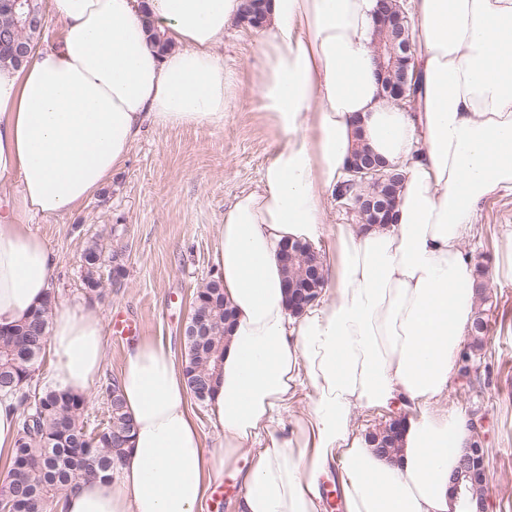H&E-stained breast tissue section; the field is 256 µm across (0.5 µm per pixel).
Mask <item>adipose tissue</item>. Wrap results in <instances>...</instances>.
Instances as JSON below:
<instances>
[{
  "mask_svg": "<svg viewBox=\"0 0 512 512\" xmlns=\"http://www.w3.org/2000/svg\"><path fill=\"white\" fill-rule=\"evenodd\" d=\"M245 0H51L59 44L0 67V328L46 298L56 257L31 225L60 218L157 128L224 124L240 101L217 51ZM378 0H265L256 97L277 147L255 189L224 212L216 263L233 325L206 398L208 448L169 344L129 348L118 378L134 422L113 476L82 481L57 512H199L240 472L237 512H462L449 477L475 442L447 405L476 303L462 242L481 205L512 195V0H409L416 111L383 100ZM402 167L390 224L327 225L358 144ZM318 251L331 286L288 308L278 258ZM55 390L90 396L106 355L95 307L55 312ZM307 391V415L283 412ZM361 409L403 418L399 452L356 433ZM252 463L240 470L244 449Z\"/></svg>",
  "mask_w": 512,
  "mask_h": 512,
  "instance_id": "1",
  "label": "adipose tissue"
}]
</instances>
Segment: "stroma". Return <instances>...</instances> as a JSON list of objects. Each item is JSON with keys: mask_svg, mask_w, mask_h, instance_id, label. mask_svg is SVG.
Here are the masks:
<instances>
[{"mask_svg": "<svg viewBox=\"0 0 512 512\" xmlns=\"http://www.w3.org/2000/svg\"><path fill=\"white\" fill-rule=\"evenodd\" d=\"M257 44L254 30L234 23L224 33V62L233 72L241 105L223 127L146 128L111 182L70 215L39 219L33 231L57 257L51 282L58 308L97 306L107 358L87 400L89 426L106 421L101 395L117 379L128 348L137 339L171 342L185 357L184 331L197 288L218 279L215 243L224 210L252 190L273 151L256 107ZM117 252L125 269L120 281L88 292L80 256L92 236ZM512 249V196H496L481 207L465 252L493 268ZM478 303L488 324L484 345L468 376H453L448 401L460 407L485 451L489 478L484 512H512V282L486 275ZM135 320L138 336H117L116 317Z\"/></svg>", "mask_w": 512, "mask_h": 512, "instance_id": "1", "label": "stroma"}]
</instances>
